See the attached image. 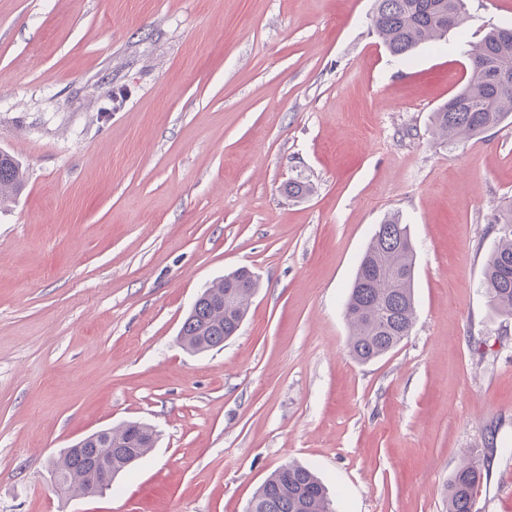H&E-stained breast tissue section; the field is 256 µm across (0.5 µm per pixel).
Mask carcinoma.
<instances>
[{"label": "carcinoma", "instance_id": "carcinoma-1", "mask_svg": "<svg viewBox=\"0 0 512 512\" xmlns=\"http://www.w3.org/2000/svg\"><path fill=\"white\" fill-rule=\"evenodd\" d=\"M468 19L465 0H375L373 29L389 52L407 57L441 41ZM470 75L463 88L432 116V134L453 144L512 119V28L491 27L468 53ZM23 172L17 160L0 152V198L17 192ZM495 223L500 237L489 255L482 288L489 306L512 317V206ZM414 247L408 225L391 213L378 225L359 263L345 306L349 353L361 362L378 359L411 333L415 324ZM258 288L254 278L221 279L204 290L185 317L179 335L186 349L204 352L224 345L245 319ZM154 429L123 424L81 449L65 448L52 473L70 478L65 493L94 495L105 490L92 471L93 460H112L118 475L152 447ZM483 472L470 450L448 483V512H474ZM247 512H331L326 489L309 468L275 470L249 502Z\"/></svg>", "mask_w": 512, "mask_h": 512}]
</instances>
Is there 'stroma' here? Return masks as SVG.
I'll list each match as a JSON object with an SVG mask.
<instances>
[{
	"label": "stroma",
	"instance_id": "obj_1",
	"mask_svg": "<svg viewBox=\"0 0 512 512\" xmlns=\"http://www.w3.org/2000/svg\"><path fill=\"white\" fill-rule=\"evenodd\" d=\"M374 0H0V512H246L316 470L334 512H512V317L481 283L512 206V123L453 146L431 114L512 0L410 57ZM309 185L289 197L288 182ZM415 249L416 321L384 357L344 308L387 213ZM259 280L223 347L178 332L239 269ZM129 421L159 437L101 495L51 483L60 449ZM23 182V172L17 160L0 152V199L17 192ZM483 479V472L474 449L456 469L448 483V512H473L475 494Z\"/></svg>",
	"mask_w": 512,
	"mask_h": 512
}]
</instances>
